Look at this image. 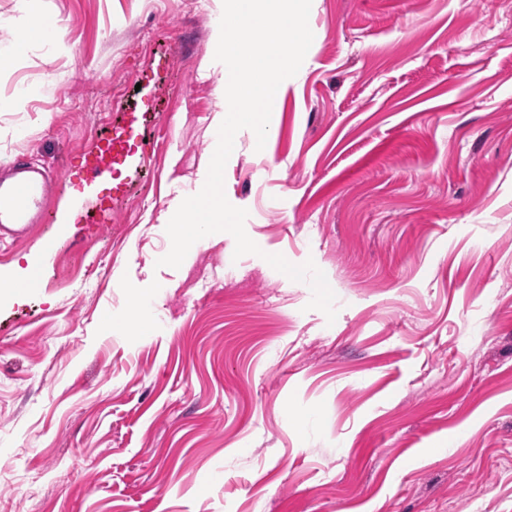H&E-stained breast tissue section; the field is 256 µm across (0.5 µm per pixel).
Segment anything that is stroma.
Returning <instances> with one entry per match:
<instances>
[{"mask_svg": "<svg viewBox=\"0 0 512 512\" xmlns=\"http://www.w3.org/2000/svg\"><path fill=\"white\" fill-rule=\"evenodd\" d=\"M23 14L66 45L19 42ZM217 19L0 0V165L127 132L110 181L52 202L111 223L0 251L43 273L0 293V512H512V0H313L264 149L237 133L225 195L324 271L332 323L227 233L156 265L217 144ZM41 24L43 29L48 33H53L55 31L56 25L53 19L44 18L41 21ZM12 27L16 33L27 34L28 38L26 41L46 37L45 34L35 26L33 21L29 20L27 17H20L15 19ZM46 38H50L56 42L63 43L65 40V33L61 29H58L52 36Z\"/></svg>", "mask_w": 512, "mask_h": 512, "instance_id": "obj_1", "label": "stroma"}]
</instances>
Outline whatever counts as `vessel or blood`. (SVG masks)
Returning <instances> with one entry per match:
<instances>
[{
  "mask_svg": "<svg viewBox=\"0 0 512 512\" xmlns=\"http://www.w3.org/2000/svg\"><path fill=\"white\" fill-rule=\"evenodd\" d=\"M82 172L88 178L112 173V145L103 140L85 151ZM69 171L61 165L55 171L24 162L14 163L11 172L0 177V241L22 240L43 223L52 199Z\"/></svg>",
  "mask_w": 512,
  "mask_h": 512,
  "instance_id": "vessel-or-blood-1",
  "label": "vessel or blood"
}]
</instances>
